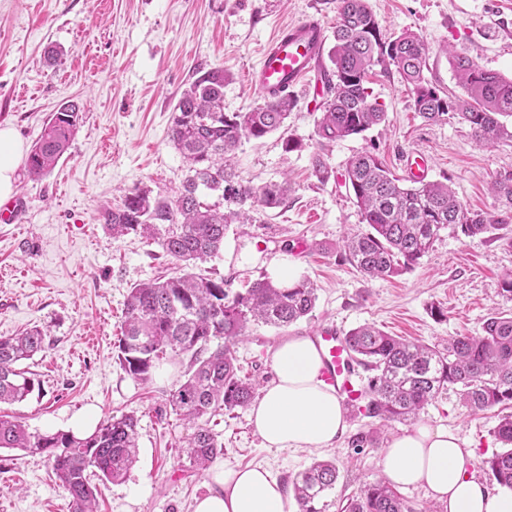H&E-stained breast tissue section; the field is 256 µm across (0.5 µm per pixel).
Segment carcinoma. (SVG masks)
<instances>
[{
	"mask_svg": "<svg viewBox=\"0 0 512 512\" xmlns=\"http://www.w3.org/2000/svg\"><path fill=\"white\" fill-rule=\"evenodd\" d=\"M330 65L321 66L326 94L316 134L322 144L360 135L385 120L370 99L367 83L373 67L392 66L412 86L414 106L432 122L459 116L475 140L493 145L512 138L500 117L512 116V79L488 72L459 58L456 69L465 96L444 95L424 76L428 48L422 37L405 31L386 36L367 0H339ZM222 68H212L186 88L173 112L170 138L188 166V175L172 200L143 187L122 205L102 213L118 240L135 234L158 244L188 272L158 278L130 289L126 301L117 361L135 381L152 379L167 352L188 359L183 379L170 394L172 411L190 424L182 453L192 468L204 470L223 451L207 417L232 412L252 401L255 380L241 375L235 345L249 325L261 322L283 328L308 316L316 301L307 279L283 287L258 278L242 292L229 294L222 277L189 271L218 254L230 224L248 222L255 208L273 209L288 198V181L256 189L238 179L230 157L244 139L260 140L281 129L296 107L290 96H266L246 112L224 111ZM79 108L65 104L45 123L40 139L25 160L33 178L47 175L69 148L79 123ZM322 183L332 170L324 155L312 157ZM345 184L354 194L368 230L344 243L346 259L369 278L392 277L415 267L441 232L465 237L490 234L500 221L467 207L438 181L401 184L369 151L348 160ZM492 189L512 207V171L499 173ZM217 197L211 203L209 199ZM354 353L373 372L365 387L364 416L381 421L411 422L442 393L452 389L461 403L477 413L512 406V315L497 313L478 336H455L428 346L391 336L365 324L347 332ZM46 332L35 326L17 336L0 337V405L20 403L36 387L34 373L22 366L44 349ZM138 419L113 416L81 438L71 432H31L18 418L0 414V449H19L47 457L69 496L70 512H97L95 475L104 483L127 479L138 460ZM503 448L485 461L500 485L512 487V414L494 429ZM338 478L336 463H312L293 482L298 512H327L328 497ZM343 512H408L395 489L383 480L365 486L347 501Z\"/></svg>",
	"mask_w": 512,
	"mask_h": 512,
	"instance_id": "carcinoma-1",
	"label": "carcinoma"
}]
</instances>
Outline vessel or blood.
<instances>
[{
    "label": "vessel or blood",
    "mask_w": 512,
    "mask_h": 512,
    "mask_svg": "<svg viewBox=\"0 0 512 512\" xmlns=\"http://www.w3.org/2000/svg\"><path fill=\"white\" fill-rule=\"evenodd\" d=\"M326 29L308 17L280 29L263 49L249 72L251 84L264 95L288 94L305 88L313 67L322 59ZM313 339L322 358L321 378L344 402L360 397L359 367L343 330L319 326Z\"/></svg>",
    "instance_id": "vessel-or-blood-1"
}]
</instances>
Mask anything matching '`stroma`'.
I'll return each mask as SVG.
<instances>
[{
	"label": "stroma",
	"instance_id": "obj_1",
	"mask_svg": "<svg viewBox=\"0 0 512 512\" xmlns=\"http://www.w3.org/2000/svg\"><path fill=\"white\" fill-rule=\"evenodd\" d=\"M384 34L409 30L428 46L426 78L444 93L462 94L455 57L512 78V0H368ZM338 0H0V126L12 125L25 148L39 140L49 115L66 102L81 107L70 146L53 171L30 178L16 171L23 201L17 222L0 223V336L33 326L48 332L44 351L29 360L40 387L4 411L30 431L87 435L94 424L121 413L138 418L139 459L127 480L104 487L99 512H193L208 491L204 474L184 465L178 448L187 425L168 398L184 371L164 355L153 382H135L117 355L130 288L180 272L175 260L138 236L113 240L102 220L127 193L149 187L172 198L187 170L170 140L173 107L197 71L224 68V109L243 112L261 103L247 80L262 47L283 25L316 16L336 23ZM385 121L321 147L316 123L323 111L319 84L297 91L288 132L302 150L284 153L279 133L246 140L235 169L259 188L288 180L276 209L258 210L249 224L230 225L220 253L203 270L227 280L229 292L289 266L316 287L313 312L275 328L250 325L235 348L244 374L260 384L274 377L272 354L287 336H310L335 323L349 330L374 325L393 336L437 345L478 335L485 320L512 310L497 293L499 275L512 269V207L491 192L495 176L512 170V140L480 146L466 124L431 123L416 112L413 94L393 71L368 83ZM324 152L333 174L314 175L311 157ZM370 151L398 177L407 161L428 159L427 178L447 183L467 206L501 225L496 235L473 238L443 232L413 269L381 280L365 278L346 259L342 241L367 226L344 184L347 160ZM446 319H434L433 306ZM420 421L457 430L474 453L469 472L490 483L485 462L500 443L497 409L474 413L454 392L435 399ZM348 426L333 447L277 452L265 448L249 412H217L209 425L224 450L216 465L264 466L284 486L317 459L335 460L339 477L329 512L381 478L379 462L401 425L382 428L373 445L352 440L371 421L347 412ZM66 491L45 456L0 449V512H69Z\"/></svg>",
	"mask_w": 512,
	"mask_h": 512
}]
</instances>
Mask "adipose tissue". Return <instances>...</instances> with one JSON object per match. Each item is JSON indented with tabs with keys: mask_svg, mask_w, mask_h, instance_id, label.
I'll use <instances>...</instances> for the list:
<instances>
[{
	"mask_svg": "<svg viewBox=\"0 0 512 512\" xmlns=\"http://www.w3.org/2000/svg\"><path fill=\"white\" fill-rule=\"evenodd\" d=\"M23 144L0 126V202L14 193ZM274 380L250 410L265 448L298 451L332 446L345 431V412L335 391L319 378L321 358L308 336L282 339L273 355ZM473 452L454 430L418 423L387 444L381 470L393 486L421 487L443 512H512V488H489L469 476ZM210 490L194 512H288L284 486L262 467H215Z\"/></svg>",
	"mask_w": 512,
	"mask_h": 512,
	"instance_id": "obj_1",
	"label": "adipose tissue"
}]
</instances>
